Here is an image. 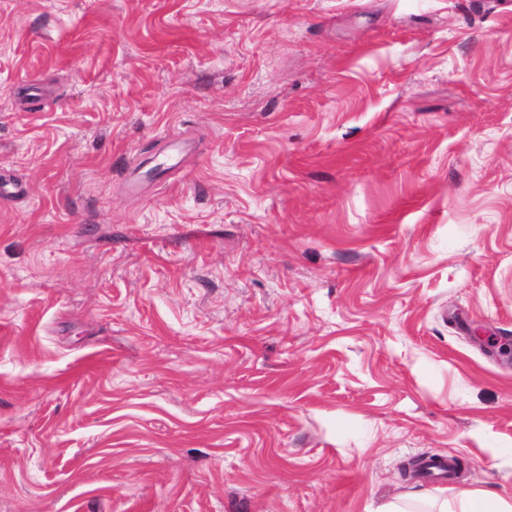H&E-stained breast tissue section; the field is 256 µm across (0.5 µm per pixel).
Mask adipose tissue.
<instances>
[{
  "label": "adipose tissue",
  "instance_id": "1",
  "mask_svg": "<svg viewBox=\"0 0 512 512\" xmlns=\"http://www.w3.org/2000/svg\"><path fill=\"white\" fill-rule=\"evenodd\" d=\"M378 512H512V496L462 488L450 500L426 496L408 497L400 502L383 505Z\"/></svg>",
  "mask_w": 512,
  "mask_h": 512
}]
</instances>
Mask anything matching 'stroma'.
<instances>
[{"mask_svg":"<svg viewBox=\"0 0 512 512\" xmlns=\"http://www.w3.org/2000/svg\"><path fill=\"white\" fill-rule=\"evenodd\" d=\"M0 179V512L512 490V0H0Z\"/></svg>","mask_w":512,"mask_h":512,"instance_id":"obj_1","label":"stroma"}]
</instances>
